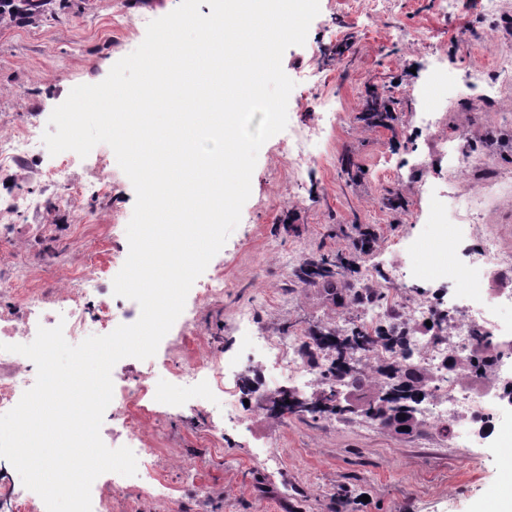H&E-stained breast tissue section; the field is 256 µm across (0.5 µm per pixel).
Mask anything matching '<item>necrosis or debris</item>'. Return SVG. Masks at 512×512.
Wrapping results in <instances>:
<instances>
[{
  "label": "necrosis or debris",
  "mask_w": 512,
  "mask_h": 512,
  "mask_svg": "<svg viewBox=\"0 0 512 512\" xmlns=\"http://www.w3.org/2000/svg\"><path fill=\"white\" fill-rule=\"evenodd\" d=\"M491 63L476 67L471 73L472 87L487 91L512 84V46L492 45ZM484 198L466 199L464 211L447 216L433 211L430 217L433 236L432 262L442 286L431 297L404 295L399 275H388L385 288L389 297L398 298L397 311L384 305L363 307L358 327L374 332L398 321L407 333V352H393L377 343L373 356L394 364L419 367L433 382L435 395L422 404L419 415L434 426L445 439H460L465 444L500 441L503 432H512V320L502 319L499 307L512 305V288H493L474 277L475 269L491 266L512 269V250L501 248L495 240H485L478 249L463 251L469 233L467 215L481 210ZM76 290L50 288L28 289L19 296L20 317L0 316V413L11 410L17 395L31 387L33 363L30 359L8 352L11 344H22L38 327L64 325L72 336L84 335L88 323L100 331L115 328L117 317L131 318V311H119L111 298L99 297V279L91 275L80 278ZM98 295L93 313H86L84 300ZM441 321L440 329L425 333L426 322ZM254 309L239 310L237 324L243 330L242 347L250 356L267 361L265 381L278 385L282 380L299 375L306 364L310 343L306 332L294 331L285 336L267 338L251 335ZM490 359L487 375L463 382L469 363L475 357ZM241 373L238 362L215 356L199 363L183 365L173 375L192 386L195 393L212 396L222 394L224 413L229 421L238 422L242 414L235 400L234 382ZM144 382H122L115 388L116 408L109 416L107 432L113 440L132 448L144 481L135 490L136 499H168V486L156 468V449L150 448L142 435L141 421L131 409L132 397L145 395Z\"/></svg>",
  "instance_id": "obj_1"
}]
</instances>
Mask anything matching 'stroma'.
Instances as JSON below:
<instances>
[{
	"label": "stroma",
	"mask_w": 512,
	"mask_h": 512,
	"mask_svg": "<svg viewBox=\"0 0 512 512\" xmlns=\"http://www.w3.org/2000/svg\"><path fill=\"white\" fill-rule=\"evenodd\" d=\"M442 15L438 0H389L385 13L368 21L344 0H319L304 45L289 47L282 67L295 86L289 96V126L307 119L322 133L313 146L315 161L302 183H294L281 148L280 132L261 147L251 179V195L241 220L213 264L224 269L222 298L196 302L187 297L185 338L162 340L154 357L125 358L114 370L150 377L165 407L146 404L140 413L145 438L158 450L157 469L172 483L170 500L134 502L126 487L139 476L96 480L109 512H512V498L499 495L512 482V469L499 464V449L461 448L420 424L412 435L371 426L361 414L345 417L269 419L259 410L264 396L260 368L248 371L253 412L238 427L225 425L219 399L194 408L186 392L169 380L166 364L205 358L207 343L235 355L236 314L253 304L260 335L277 337L295 325L305 330L335 326L355 309L336 307L322 290L303 282L306 259L354 256L346 286L360 284L373 269L365 300L380 290L386 273H405V292L429 295L436 286L426 252L411 242L430 237L429 225L411 213L425 190L445 195L449 208L462 204L464 190L479 178L452 180L439 151L446 141L486 159L490 175L512 177V126L498 113L512 106V86L492 96L471 90L468 73L484 65L486 50L469 52L468 42L492 30L512 44V0L502 20L490 26L476 5ZM179 0H68L47 10L32 25L0 26V133L21 125L47 129L53 109L80 84L103 81L111 67L143 41L146 24L170 13ZM342 30L343 43L331 33ZM447 60L446 82L431 78L436 55ZM378 93L394 119L369 124L362 119L365 96ZM332 95L337 111L319 112L321 96ZM438 104L433 127L422 122L427 104ZM48 150L0 169V199L33 193L41 210L0 221V279L13 290L0 295V312L16 311L15 289L51 286L77 269L102 274L112 294L117 268L101 269L107 245L101 224H128L134 187L110 146L97 144L87 157L73 156V184L107 178L100 196H78L47 188L40 168L51 163ZM472 244L490 237L512 249V196L497 199L475 215ZM51 252L43 266L17 268L14 251ZM295 257L291 266L282 254Z\"/></svg>",
	"instance_id": "1"
}]
</instances>
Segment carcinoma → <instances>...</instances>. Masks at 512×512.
<instances>
[{"label":"carcinoma","mask_w":512,"mask_h":512,"mask_svg":"<svg viewBox=\"0 0 512 512\" xmlns=\"http://www.w3.org/2000/svg\"><path fill=\"white\" fill-rule=\"evenodd\" d=\"M54 0H0V25L34 23L41 19ZM354 265L346 256L331 260L324 256L309 259L301 268V278L320 285L338 304L344 303L337 288V277ZM316 351L326 356L319 366L321 392L313 406L297 410L298 401L275 397L267 408L270 417L281 419L286 415L305 416L340 414L352 409L336 403V394L343 390H360L366 386L378 390L377 400L362 410L366 418L379 421L382 426L401 429L405 407L415 406L424 393L425 376L413 364L393 367L371 358L372 347L378 340L389 346L402 343L403 336L395 331H383L374 336L356 326L338 333L334 330L310 334Z\"/></svg>","instance_id":"carcinoma-1"}]
</instances>
